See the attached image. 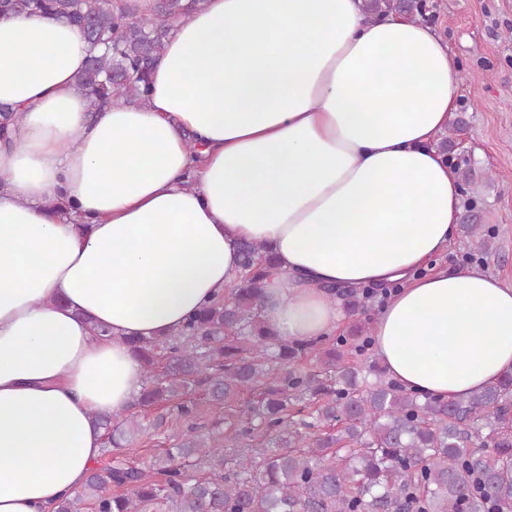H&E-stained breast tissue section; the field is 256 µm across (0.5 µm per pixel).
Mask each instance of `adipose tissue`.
I'll list each match as a JSON object with an SVG mask.
<instances>
[{
	"mask_svg": "<svg viewBox=\"0 0 512 512\" xmlns=\"http://www.w3.org/2000/svg\"><path fill=\"white\" fill-rule=\"evenodd\" d=\"M90 47L67 22L0 16V512H51L99 462L96 415L132 410L133 342L273 264L270 332L345 319L329 287L398 286L374 355L406 390L456 399L512 372V287L419 269L447 248L458 179L434 146L456 64L428 26L363 0H205L174 24L147 104L91 111ZM107 327L94 338L91 325Z\"/></svg>",
	"mask_w": 512,
	"mask_h": 512,
	"instance_id": "adipose-tissue-1",
	"label": "adipose tissue"
}]
</instances>
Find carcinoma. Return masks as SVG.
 Instances as JSON below:
<instances>
[{"mask_svg":"<svg viewBox=\"0 0 512 512\" xmlns=\"http://www.w3.org/2000/svg\"><path fill=\"white\" fill-rule=\"evenodd\" d=\"M204 0H155L135 17L116 0H0V15L41 14L75 26L91 47L77 85L97 111L112 99L148 101L150 68L174 23ZM376 15L428 17L433 0H367ZM463 236L489 250L481 226ZM242 279L227 298L202 308L177 332L136 341L145 371L137 411L99 415L109 448L56 512H512V373L467 397L407 391L354 357L368 345L371 318L356 334L301 360L320 340L274 336L260 298L271 259L239 245ZM350 316L367 310L366 289L334 287ZM224 407V438L185 433L146 468L112 449L142 431L140 410L194 414L191 395Z\"/></svg>","mask_w":512,"mask_h":512,"instance_id":"cac0c4a2","label":"carcinoma"}]
</instances>
